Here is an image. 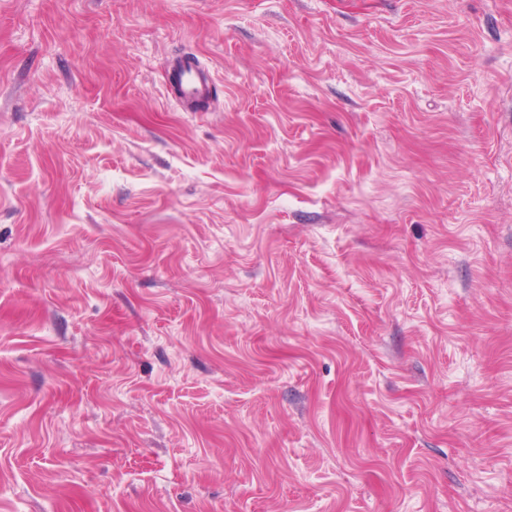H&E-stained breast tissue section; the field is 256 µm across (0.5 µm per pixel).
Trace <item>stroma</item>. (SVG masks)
I'll use <instances>...</instances> for the list:
<instances>
[{"instance_id":"stroma-1","label":"stroma","mask_w":512,"mask_h":512,"mask_svg":"<svg viewBox=\"0 0 512 512\" xmlns=\"http://www.w3.org/2000/svg\"><path fill=\"white\" fill-rule=\"evenodd\" d=\"M0 512H512V0H0ZM186 62L187 65H185ZM177 65H181V70L178 73V81L173 86L176 89L179 100L187 102L201 101L204 97L210 95L212 78L208 70L202 69L192 59L181 60L175 65L174 69Z\"/></svg>"}]
</instances>
